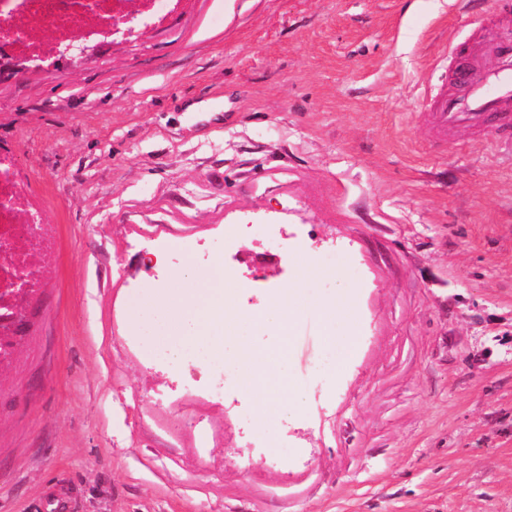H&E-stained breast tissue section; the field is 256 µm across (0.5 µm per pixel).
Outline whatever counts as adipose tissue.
Instances as JSON below:
<instances>
[{
	"mask_svg": "<svg viewBox=\"0 0 512 512\" xmlns=\"http://www.w3.org/2000/svg\"><path fill=\"white\" fill-rule=\"evenodd\" d=\"M198 286L189 297H177L159 312V332H171V346H202L215 354L224 352V336L236 319L225 311L226 300L234 289L224 275L222 259H215L197 277ZM236 364L245 390L256 400L259 417L272 407L294 409L300 399L293 387L288 360L282 350H255L249 337L236 339Z\"/></svg>",
	"mask_w": 512,
	"mask_h": 512,
	"instance_id": "1",
	"label": "adipose tissue"
}]
</instances>
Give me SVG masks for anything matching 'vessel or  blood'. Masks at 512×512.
Segmentation results:
<instances>
[{"label": "vessel or blood", "mask_w": 512, "mask_h": 512, "mask_svg": "<svg viewBox=\"0 0 512 512\" xmlns=\"http://www.w3.org/2000/svg\"><path fill=\"white\" fill-rule=\"evenodd\" d=\"M456 81L457 90L437 95L425 114L435 137L445 139L463 128L512 125V54L488 68L460 63Z\"/></svg>", "instance_id": "1"}]
</instances>
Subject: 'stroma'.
Segmentation results:
<instances>
[{
	"mask_svg": "<svg viewBox=\"0 0 512 512\" xmlns=\"http://www.w3.org/2000/svg\"><path fill=\"white\" fill-rule=\"evenodd\" d=\"M432 2L185 0L0 81L59 236L0 369V512H512V152L420 118L457 48L512 44V0ZM218 257L240 323L301 301L302 406L262 424L233 340L221 396L136 343L131 308Z\"/></svg>",
	"mask_w": 512,
	"mask_h": 512,
	"instance_id": "1",
	"label": "stroma"
}]
</instances>
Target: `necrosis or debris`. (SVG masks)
Wrapping results in <instances>:
<instances>
[{"mask_svg": "<svg viewBox=\"0 0 512 512\" xmlns=\"http://www.w3.org/2000/svg\"><path fill=\"white\" fill-rule=\"evenodd\" d=\"M180 0H0V64L14 59H42L89 33L108 39L112 26L128 15L144 26L165 21ZM49 29V39L37 32ZM44 207L32 196L15 152L0 147V309L9 307L16 288L35 299L46 287V274L58 250L54 225L43 219Z\"/></svg>", "mask_w": 512, "mask_h": 512, "instance_id": "4bbe7bcc", "label": "necrosis or debris"}]
</instances>
